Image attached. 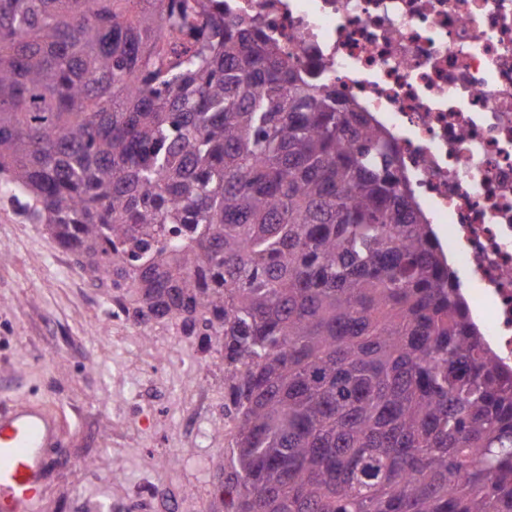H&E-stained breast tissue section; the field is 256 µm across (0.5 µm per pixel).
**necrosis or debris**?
Wrapping results in <instances>:
<instances>
[{
	"mask_svg": "<svg viewBox=\"0 0 512 512\" xmlns=\"http://www.w3.org/2000/svg\"><path fill=\"white\" fill-rule=\"evenodd\" d=\"M387 131L487 343L512 366V0H225Z\"/></svg>",
	"mask_w": 512,
	"mask_h": 512,
	"instance_id": "1",
	"label": "necrosis or debris"
}]
</instances>
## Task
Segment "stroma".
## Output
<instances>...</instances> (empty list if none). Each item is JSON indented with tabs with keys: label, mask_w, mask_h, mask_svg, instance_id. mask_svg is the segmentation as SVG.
Instances as JSON below:
<instances>
[{
	"label": "stroma",
	"mask_w": 512,
	"mask_h": 512,
	"mask_svg": "<svg viewBox=\"0 0 512 512\" xmlns=\"http://www.w3.org/2000/svg\"><path fill=\"white\" fill-rule=\"evenodd\" d=\"M164 388L159 430L139 424L138 391ZM208 415L191 418L197 388ZM27 394L58 412L61 461L40 512H141V491L212 512L224 437V348L159 323L113 324L112 304L43 225L0 199V399Z\"/></svg>",
	"instance_id": "35a3bbf8"
}]
</instances>
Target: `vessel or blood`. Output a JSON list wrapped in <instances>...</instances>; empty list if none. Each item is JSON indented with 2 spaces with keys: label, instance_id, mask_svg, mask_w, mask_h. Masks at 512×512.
I'll return each instance as SVG.
<instances>
[{
  "label": "vessel or blood",
  "instance_id": "vessel-or-blood-1",
  "mask_svg": "<svg viewBox=\"0 0 512 512\" xmlns=\"http://www.w3.org/2000/svg\"><path fill=\"white\" fill-rule=\"evenodd\" d=\"M59 450L58 416L19 395L0 400V512H39V492Z\"/></svg>",
  "mask_w": 512,
  "mask_h": 512
}]
</instances>
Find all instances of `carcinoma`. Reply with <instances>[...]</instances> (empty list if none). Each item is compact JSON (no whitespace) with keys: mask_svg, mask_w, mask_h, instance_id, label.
Returning a JSON list of instances; mask_svg holds the SVG:
<instances>
[{"mask_svg":"<svg viewBox=\"0 0 512 512\" xmlns=\"http://www.w3.org/2000/svg\"><path fill=\"white\" fill-rule=\"evenodd\" d=\"M391 153L224 0H0V196L222 339V512H512V367Z\"/></svg>","mask_w":512,"mask_h":512,"instance_id":"carcinoma-1","label":"carcinoma"}]
</instances>
